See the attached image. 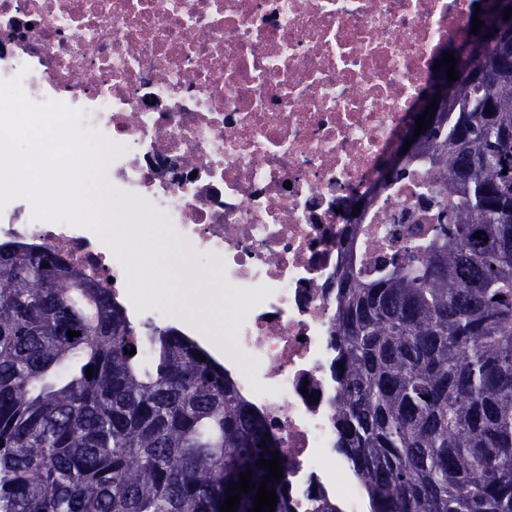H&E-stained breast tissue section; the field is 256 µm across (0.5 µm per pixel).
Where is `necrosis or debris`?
Segmentation results:
<instances>
[{"label": "necrosis or debris", "mask_w": 512, "mask_h": 512, "mask_svg": "<svg viewBox=\"0 0 512 512\" xmlns=\"http://www.w3.org/2000/svg\"><path fill=\"white\" fill-rule=\"evenodd\" d=\"M471 0H0V79L83 110L123 147L107 166L169 240L224 270L241 299L224 354L288 462L291 512L313 498L358 512L336 462L338 382L328 288L351 238L345 211L404 244L436 187L429 162L377 185L436 52ZM0 239L59 252L126 298L90 229L0 214Z\"/></svg>", "instance_id": "obj_1"}]
</instances>
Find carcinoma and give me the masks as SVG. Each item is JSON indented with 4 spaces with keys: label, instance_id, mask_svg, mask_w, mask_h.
<instances>
[{
    "label": "carcinoma",
    "instance_id": "obj_1",
    "mask_svg": "<svg viewBox=\"0 0 512 512\" xmlns=\"http://www.w3.org/2000/svg\"><path fill=\"white\" fill-rule=\"evenodd\" d=\"M502 2L479 0L481 29ZM455 66L412 155L441 173L430 223L333 285L338 449L371 512H512V42L486 46L491 80ZM268 432L182 330L133 323L48 247L0 243V512H221L241 473H269ZM266 488L290 512L287 480Z\"/></svg>",
    "mask_w": 512,
    "mask_h": 512
}]
</instances>
